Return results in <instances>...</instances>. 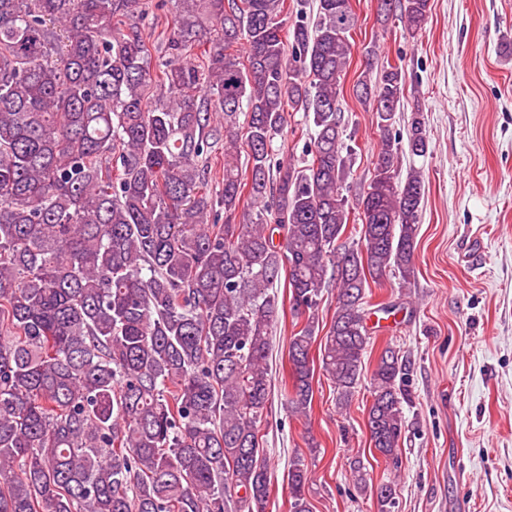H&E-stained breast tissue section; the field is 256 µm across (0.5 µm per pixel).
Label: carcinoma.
Returning <instances> with one entry per match:
<instances>
[{
  "label": "carcinoma",
  "mask_w": 512,
  "mask_h": 512,
  "mask_svg": "<svg viewBox=\"0 0 512 512\" xmlns=\"http://www.w3.org/2000/svg\"><path fill=\"white\" fill-rule=\"evenodd\" d=\"M146 2L0 0V512H266L260 424L281 274L302 319L288 349L300 417L313 345L348 408L371 340L366 288L415 278L424 180L401 158L426 155L429 136L419 108L393 131L406 71L373 77L368 52L356 95L380 138L369 182L353 188L338 101L351 0H318L312 26L287 0H174L155 62L136 22ZM378 11L414 35L430 0ZM296 112L314 130L301 167L273 148ZM218 207L224 223H208ZM406 375L389 345L370 375V441L392 460ZM307 484L298 457L291 512H313ZM374 494L395 512L393 482Z\"/></svg>",
  "instance_id": "obj_1"
}]
</instances>
